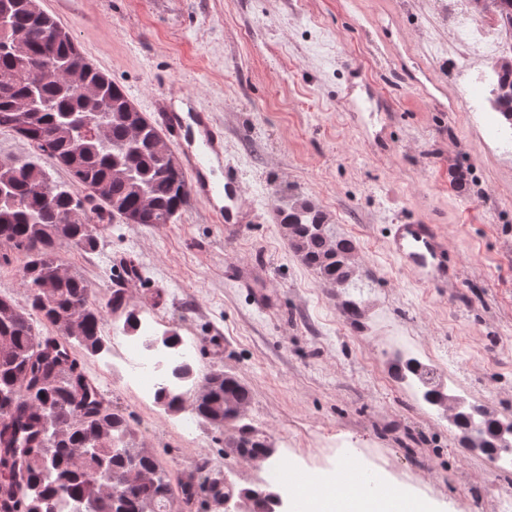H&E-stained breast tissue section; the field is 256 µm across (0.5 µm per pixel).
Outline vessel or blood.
I'll return each instance as SVG.
<instances>
[{
    "label": "vessel or blood",
    "mask_w": 512,
    "mask_h": 512,
    "mask_svg": "<svg viewBox=\"0 0 512 512\" xmlns=\"http://www.w3.org/2000/svg\"><path fill=\"white\" fill-rule=\"evenodd\" d=\"M155 122L180 155L191 194L207 205L224 228L225 241L239 239L253 221L254 209L238 171L224 163V125L214 113L199 109L193 96L170 94L153 105ZM388 246L407 271L437 288L454 287L458 272L434 225H391ZM371 475L349 467L336 474V500L374 488Z\"/></svg>",
    "instance_id": "obj_1"
}]
</instances>
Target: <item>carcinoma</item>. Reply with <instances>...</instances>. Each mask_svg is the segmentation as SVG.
<instances>
[{"label":"carcinoma","mask_w":512,"mask_h":512,"mask_svg":"<svg viewBox=\"0 0 512 512\" xmlns=\"http://www.w3.org/2000/svg\"><path fill=\"white\" fill-rule=\"evenodd\" d=\"M31 0H0V14L10 27L0 31V129L15 132L41 155L69 171L73 186L57 184L33 162L0 165V248L25 258L22 280L29 308L0 297V490L18 491L15 512H168L175 491L159 473L156 459L143 446L125 417L98 401V391L73 375L67 345L75 340L94 355L104 347L102 308L91 284L64 275L60 249L97 247L92 218L121 217L134 224H167L190 197L178 158L156 149L153 123L132 119L134 106L123 89L93 67L71 37L46 42L59 27L46 11L35 12ZM479 13L493 12L512 34V0H477ZM59 60L62 72L35 87L29 65L46 52ZM489 104L512 127V58L503 56ZM36 94L41 111L35 118L21 110L22 100ZM101 188L105 202L80 206L77 188ZM289 248L329 288H346L356 271V244L330 233L324 214L312 202L290 198L277 207ZM59 332L55 346L43 347L32 315ZM400 379L412 381L429 405L444 407L445 392L437 371L413 358L396 364ZM206 393L196 398L195 413L224 432V445L252 459L268 455L267 436L244 422L248 388L237 377L214 372L205 377ZM157 400L166 409L181 408L183 396L161 388ZM454 419L467 448L491 455L512 453V419L499 418L489 407L458 403ZM63 434L51 438L53 430ZM97 447L86 459L79 448ZM117 474L124 496L115 502L97 472ZM254 512H275L271 490L242 489Z\"/></svg>","instance_id":"obj_1"}]
</instances>
